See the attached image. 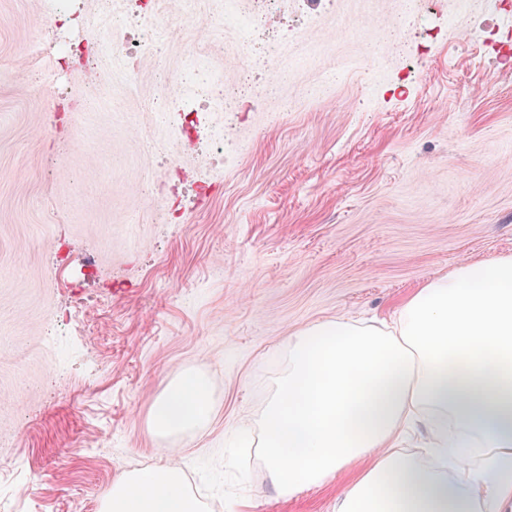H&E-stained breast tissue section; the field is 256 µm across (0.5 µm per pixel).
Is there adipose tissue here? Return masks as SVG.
Segmentation results:
<instances>
[{"mask_svg": "<svg viewBox=\"0 0 512 512\" xmlns=\"http://www.w3.org/2000/svg\"><path fill=\"white\" fill-rule=\"evenodd\" d=\"M201 373L168 381L150 412L162 437L204 425ZM280 494L369 465L336 512H512V255L466 263L393 318L319 322L288 338V368L260 418ZM415 440L417 454L398 451ZM101 512H200L174 467L123 473Z\"/></svg>", "mask_w": 512, "mask_h": 512, "instance_id": "adipose-tissue-1", "label": "adipose tissue"}]
</instances>
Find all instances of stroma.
I'll return each instance as SVG.
<instances>
[{
	"label": "stroma",
	"instance_id": "35a3bbf8",
	"mask_svg": "<svg viewBox=\"0 0 512 512\" xmlns=\"http://www.w3.org/2000/svg\"><path fill=\"white\" fill-rule=\"evenodd\" d=\"M253 9L151 0L131 61L134 0H0V512H100L121 474L164 466L202 512H335L360 465L288 498L250 463L289 336L512 254V6L278 0L256 36ZM243 76L241 119L214 109L224 160L189 191L172 83ZM187 370L211 417L158 437Z\"/></svg>",
	"mask_w": 512,
	"mask_h": 512
}]
</instances>
